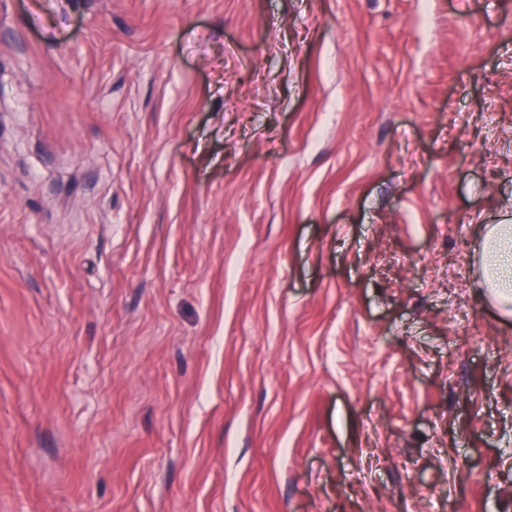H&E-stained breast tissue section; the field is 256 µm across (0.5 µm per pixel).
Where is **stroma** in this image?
<instances>
[{
    "mask_svg": "<svg viewBox=\"0 0 512 512\" xmlns=\"http://www.w3.org/2000/svg\"><path fill=\"white\" fill-rule=\"evenodd\" d=\"M512 0H0V512H512ZM478 250L481 282L489 305L512 318V224H487Z\"/></svg>",
    "mask_w": 512,
    "mask_h": 512,
    "instance_id": "35a3bbf8",
    "label": "stroma"
}]
</instances>
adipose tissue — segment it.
Returning a JSON list of instances; mask_svg holds the SVG:
<instances>
[{"label":"adipose tissue","instance_id":"1","mask_svg":"<svg viewBox=\"0 0 512 512\" xmlns=\"http://www.w3.org/2000/svg\"><path fill=\"white\" fill-rule=\"evenodd\" d=\"M480 285L489 305L504 319L512 318V224H489L478 250Z\"/></svg>","mask_w":512,"mask_h":512}]
</instances>
